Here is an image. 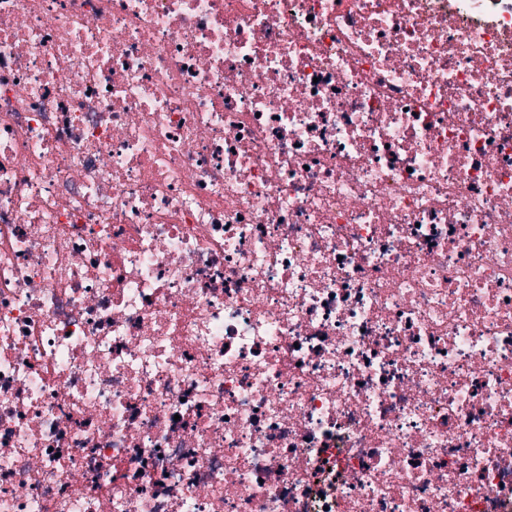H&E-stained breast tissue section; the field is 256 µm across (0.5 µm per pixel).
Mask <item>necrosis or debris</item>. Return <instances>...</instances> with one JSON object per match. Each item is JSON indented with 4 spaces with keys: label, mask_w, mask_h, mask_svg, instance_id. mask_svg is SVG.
<instances>
[{
    "label": "necrosis or debris",
    "mask_w": 512,
    "mask_h": 512,
    "mask_svg": "<svg viewBox=\"0 0 512 512\" xmlns=\"http://www.w3.org/2000/svg\"><path fill=\"white\" fill-rule=\"evenodd\" d=\"M0 512H512V0H0Z\"/></svg>",
    "instance_id": "obj_1"
}]
</instances>
